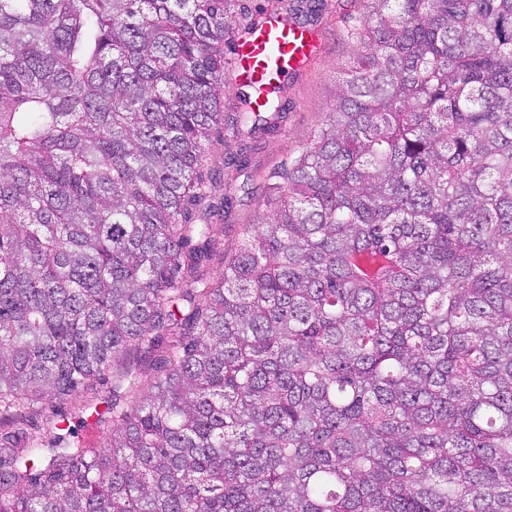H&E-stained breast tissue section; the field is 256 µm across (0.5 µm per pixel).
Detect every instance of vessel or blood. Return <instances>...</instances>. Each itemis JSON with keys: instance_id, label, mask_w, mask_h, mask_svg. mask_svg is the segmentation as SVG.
Wrapping results in <instances>:
<instances>
[{"instance_id": "vessel-or-blood-1", "label": "vessel or blood", "mask_w": 512, "mask_h": 512, "mask_svg": "<svg viewBox=\"0 0 512 512\" xmlns=\"http://www.w3.org/2000/svg\"><path fill=\"white\" fill-rule=\"evenodd\" d=\"M319 50V37L306 24L285 25L269 18L238 47L233 58L236 82L253 88L255 103H262L267 89L282 72L299 69Z\"/></svg>"}]
</instances>
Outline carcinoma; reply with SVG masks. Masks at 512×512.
<instances>
[{
	"label": "carcinoma",
	"mask_w": 512,
	"mask_h": 512,
	"mask_svg": "<svg viewBox=\"0 0 512 512\" xmlns=\"http://www.w3.org/2000/svg\"><path fill=\"white\" fill-rule=\"evenodd\" d=\"M232 2L0 0V512H512V0H364L215 283ZM98 390L99 395H87L81 398V402L75 399H67L60 402L54 401L49 404H38L30 413L31 421L34 424V429L31 432L42 437L45 448L47 441L55 434L65 435L71 443L81 440L86 444L97 447L103 445L105 430H103V426L97 424L96 420L100 415L104 414L107 405L106 400L112 399L111 372L105 374L100 380ZM53 409L66 419L64 423L60 424L59 428H67L69 426L79 438L69 436L67 429L63 431L55 429L54 422L49 420Z\"/></svg>",
	"instance_id": "cac0c4a2"
}]
</instances>
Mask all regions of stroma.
Here are the masks:
<instances>
[{
  "label": "stroma",
  "mask_w": 512,
  "mask_h": 512,
  "mask_svg": "<svg viewBox=\"0 0 512 512\" xmlns=\"http://www.w3.org/2000/svg\"><path fill=\"white\" fill-rule=\"evenodd\" d=\"M309 2L314 8L310 26L321 38V49L309 63L289 73L287 111L272 128L253 132L244 123L235 130L227 126L215 131L208 144L205 173L216 177L212 195L224 201V217L217 221L213 235L224 254L212 257L204 266L207 279L216 281L223 277L222 259L239 249L242 226L259 221L263 200L279 173L301 154L325 124L345 65L360 49L352 32L363 20V0ZM111 396L112 378L106 375L99 382L97 394L79 401L67 399L36 406L30 413L33 432L45 440L52 438L56 429L50 416L57 413L64 416L66 426L81 441L101 446L105 433L98 419Z\"/></svg>",
  "instance_id": "1"
}]
</instances>
